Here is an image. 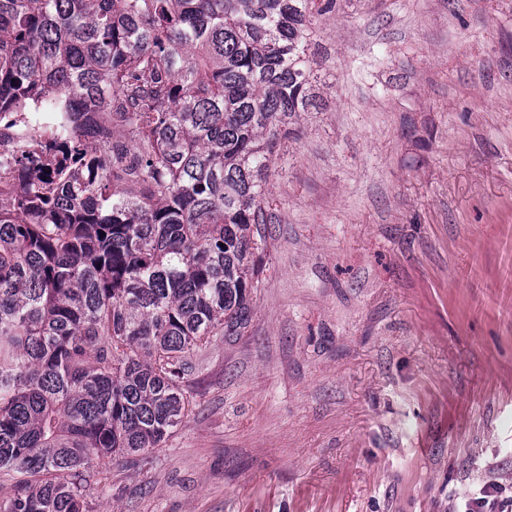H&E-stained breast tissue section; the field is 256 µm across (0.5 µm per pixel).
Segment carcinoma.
I'll return each mask as SVG.
<instances>
[{"mask_svg":"<svg viewBox=\"0 0 512 512\" xmlns=\"http://www.w3.org/2000/svg\"><path fill=\"white\" fill-rule=\"evenodd\" d=\"M335 0H0V124L64 161L0 198V512H89L95 461L188 416L190 357L246 327L272 157ZM111 140H81L89 113Z\"/></svg>","mask_w":512,"mask_h":512,"instance_id":"cac0c4a2","label":"carcinoma"}]
</instances>
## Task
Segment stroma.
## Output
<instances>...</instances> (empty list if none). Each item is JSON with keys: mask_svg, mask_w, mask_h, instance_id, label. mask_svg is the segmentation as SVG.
Returning a JSON list of instances; mask_svg holds the SVG:
<instances>
[{"mask_svg": "<svg viewBox=\"0 0 512 512\" xmlns=\"http://www.w3.org/2000/svg\"><path fill=\"white\" fill-rule=\"evenodd\" d=\"M273 157L249 323L90 512H450L512 493V0H337Z\"/></svg>", "mask_w": 512, "mask_h": 512, "instance_id": "35a3bbf8", "label": "stroma"}]
</instances>
